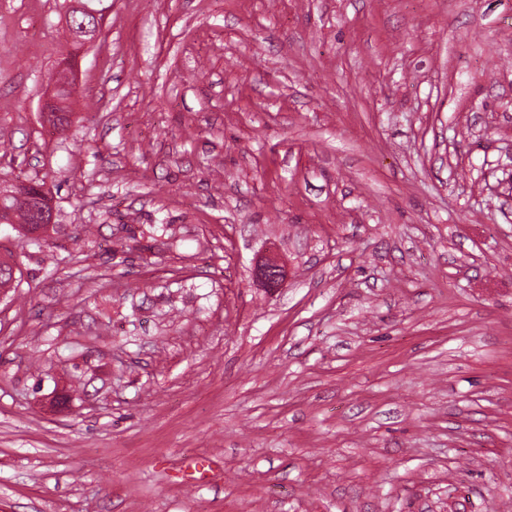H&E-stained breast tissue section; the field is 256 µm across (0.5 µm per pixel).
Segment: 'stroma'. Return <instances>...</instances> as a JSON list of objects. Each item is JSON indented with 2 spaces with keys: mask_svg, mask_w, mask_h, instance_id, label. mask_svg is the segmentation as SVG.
I'll return each mask as SVG.
<instances>
[{
  "mask_svg": "<svg viewBox=\"0 0 512 512\" xmlns=\"http://www.w3.org/2000/svg\"><path fill=\"white\" fill-rule=\"evenodd\" d=\"M62 12L0 0L58 209L0 224V512H512V0H112L63 134ZM254 276L256 281L270 293L279 292L285 280L283 266L275 257L260 260L254 268Z\"/></svg>",
  "mask_w": 512,
  "mask_h": 512,
  "instance_id": "35a3bbf8",
  "label": "stroma"
}]
</instances>
